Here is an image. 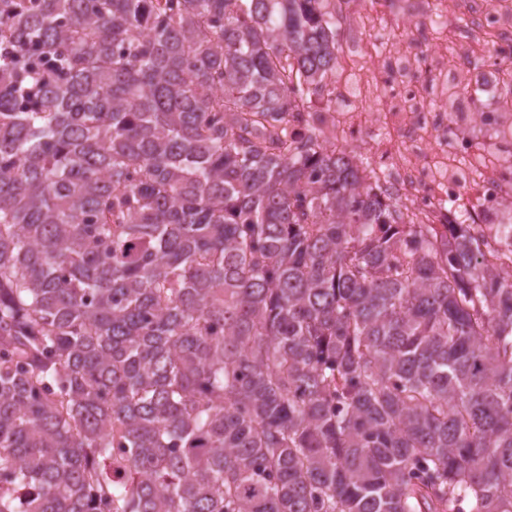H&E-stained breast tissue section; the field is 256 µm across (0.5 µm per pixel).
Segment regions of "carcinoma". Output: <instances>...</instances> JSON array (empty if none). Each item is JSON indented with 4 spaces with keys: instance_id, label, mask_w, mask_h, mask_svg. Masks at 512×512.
I'll return each instance as SVG.
<instances>
[{
    "instance_id": "1",
    "label": "carcinoma",
    "mask_w": 512,
    "mask_h": 512,
    "mask_svg": "<svg viewBox=\"0 0 512 512\" xmlns=\"http://www.w3.org/2000/svg\"><path fill=\"white\" fill-rule=\"evenodd\" d=\"M351 0H0V512H512V268L323 133Z\"/></svg>"
}]
</instances>
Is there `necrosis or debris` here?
<instances>
[{
    "mask_svg": "<svg viewBox=\"0 0 512 512\" xmlns=\"http://www.w3.org/2000/svg\"><path fill=\"white\" fill-rule=\"evenodd\" d=\"M486 69L469 77L495 79L500 58L512 54V7L487 9ZM364 46L345 53L338 71L351 76L359 98L373 101L372 112H323L318 124L337 141L348 143L374 133L384 156L373 179L391 185L408 216L423 224H446L459 212L469 213L476 226L501 211L512 198V164L495 156L491 144L465 139L463 128L479 123L495 130L512 124L505 112H452L445 83L428 88L415 74L420 60L397 53L387 32L367 13L358 14Z\"/></svg>",
    "mask_w": 512,
    "mask_h": 512,
    "instance_id": "4bbe7bcc",
    "label": "necrosis or debris"
}]
</instances>
